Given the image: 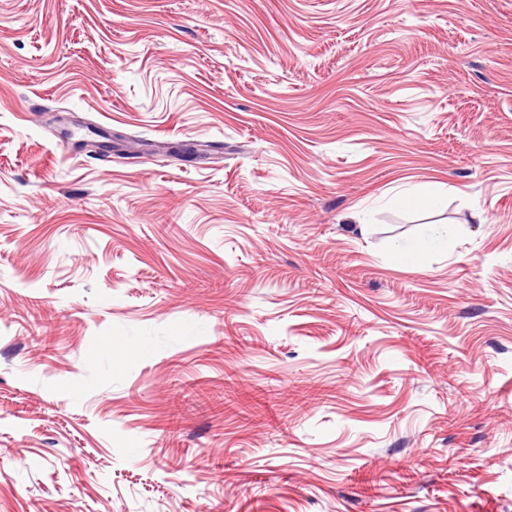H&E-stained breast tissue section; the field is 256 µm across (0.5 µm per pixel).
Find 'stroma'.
<instances>
[{"label":"stroma","mask_w":512,"mask_h":512,"mask_svg":"<svg viewBox=\"0 0 512 512\" xmlns=\"http://www.w3.org/2000/svg\"><path fill=\"white\" fill-rule=\"evenodd\" d=\"M0 512H512V0H0Z\"/></svg>","instance_id":"1"}]
</instances>
